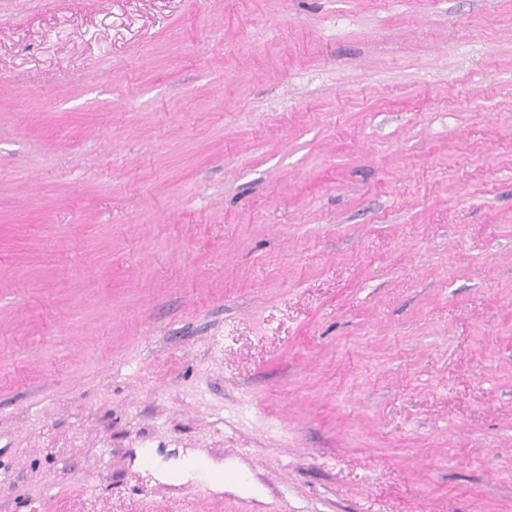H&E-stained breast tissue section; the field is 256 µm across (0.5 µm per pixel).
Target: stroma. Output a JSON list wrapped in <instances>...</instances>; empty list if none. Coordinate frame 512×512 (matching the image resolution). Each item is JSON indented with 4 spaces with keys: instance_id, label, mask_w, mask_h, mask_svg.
<instances>
[{
    "instance_id": "stroma-1",
    "label": "stroma",
    "mask_w": 512,
    "mask_h": 512,
    "mask_svg": "<svg viewBox=\"0 0 512 512\" xmlns=\"http://www.w3.org/2000/svg\"><path fill=\"white\" fill-rule=\"evenodd\" d=\"M0 512H512V0H0Z\"/></svg>"
}]
</instances>
